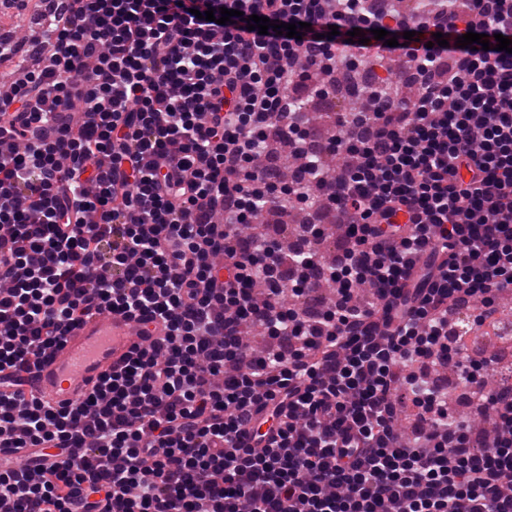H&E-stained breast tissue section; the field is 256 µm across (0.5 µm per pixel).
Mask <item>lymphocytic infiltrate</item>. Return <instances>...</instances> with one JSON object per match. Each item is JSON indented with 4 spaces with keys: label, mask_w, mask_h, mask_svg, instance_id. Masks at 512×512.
I'll return each mask as SVG.
<instances>
[{
    "label": "lymphocytic infiltrate",
    "mask_w": 512,
    "mask_h": 512,
    "mask_svg": "<svg viewBox=\"0 0 512 512\" xmlns=\"http://www.w3.org/2000/svg\"><path fill=\"white\" fill-rule=\"evenodd\" d=\"M437 2L46 0L0 95L31 141L0 158V447L29 460L0 472V512H512V391L453 332L461 304L490 320L512 290V53L457 42L512 40V0ZM223 7L226 24L203 19ZM373 53L407 58L412 98L371 83L308 153L296 101ZM333 151L355 162L326 179ZM285 205L333 212L332 261L318 224L286 252L239 237ZM106 310L165 335L78 402L25 395L30 358ZM441 367L493 439L450 411Z\"/></svg>",
    "instance_id": "obj_1"
}]
</instances>
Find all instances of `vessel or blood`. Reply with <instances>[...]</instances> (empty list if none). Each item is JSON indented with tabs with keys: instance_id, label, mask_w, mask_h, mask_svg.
I'll use <instances>...</instances> for the list:
<instances>
[{
	"instance_id": "obj_1",
	"label": "vessel or blood",
	"mask_w": 512,
	"mask_h": 512,
	"mask_svg": "<svg viewBox=\"0 0 512 512\" xmlns=\"http://www.w3.org/2000/svg\"><path fill=\"white\" fill-rule=\"evenodd\" d=\"M140 329L136 320L116 312L85 318L62 344L33 358L27 391L53 406L73 402L124 362L131 347L142 341Z\"/></svg>"
}]
</instances>
